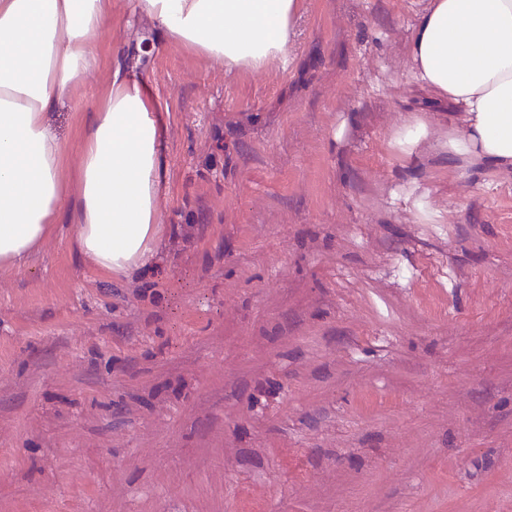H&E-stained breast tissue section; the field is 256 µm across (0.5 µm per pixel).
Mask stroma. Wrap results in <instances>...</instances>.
<instances>
[{"label": "stroma", "instance_id": "obj_1", "mask_svg": "<svg viewBox=\"0 0 512 512\" xmlns=\"http://www.w3.org/2000/svg\"><path fill=\"white\" fill-rule=\"evenodd\" d=\"M423 6L301 0L287 63L228 71L112 0L62 177L131 69L164 229L133 277L66 223L0 268V512H512V172L436 150ZM430 135L428 122L421 118L401 125L394 133L393 145L404 155H411L416 147Z\"/></svg>", "mask_w": 512, "mask_h": 512}]
</instances>
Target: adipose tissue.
<instances>
[{
    "label": "adipose tissue",
    "mask_w": 512,
    "mask_h": 512,
    "mask_svg": "<svg viewBox=\"0 0 512 512\" xmlns=\"http://www.w3.org/2000/svg\"><path fill=\"white\" fill-rule=\"evenodd\" d=\"M300 0H138L175 44L258 69L286 59ZM112 0H0V267L20 265L61 215L79 256L129 275L154 255L165 171L161 126L140 75L122 69L84 125L77 193L60 176L48 115L98 59ZM407 54L416 82L448 104L449 162L512 169V0H427Z\"/></svg>",
    "instance_id": "adipose-tissue-1"
}]
</instances>
